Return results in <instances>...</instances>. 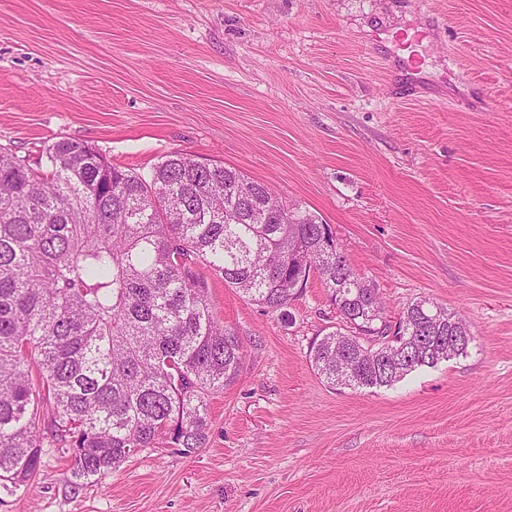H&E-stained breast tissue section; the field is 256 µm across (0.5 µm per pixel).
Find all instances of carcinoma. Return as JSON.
I'll return each instance as SVG.
<instances>
[{"label": "carcinoma", "mask_w": 512, "mask_h": 512, "mask_svg": "<svg viewBox=\"0 0 512 512\" xmlns=\"http://www.w3.org/2000/svg\"><path fill=\"white\" fill-rule=\"evenodd\" d=\"M45 166L0 151V481L36 476L44 431L73 458L74 484L98 482L168 438L188 455L207 444L205 396L233 384L244 349L216 317L201 264L249 300L280 312L309 280L326 288L348 332L310 351L333 385L381 388L448 359L471 333L427 299L387 335L378 290L357 274L330 227L265 184L175 151L147 176L86 141L60 139Z\"/></svg>", "instance_id": "1"}]
</instances>
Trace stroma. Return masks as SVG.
Masks as SVG:
<instances>
[{
    "instance_id": "1",
    "label": "stroma",
    "mask_w": 512,
    "mask_h": 512,
    "mask_svg": "<svg viewBox=\"0 0 512 512\" xmlns=\"http://www.w3.org/2000/svg\"><path fill=\"white\" fill-rule=\"evenodd\" d=\"M62 138L268 184L330 224L389 320L426 298L475 340L334 386L309 360L340 324L319 281L287 325L201 268L245 354L207 445L83 486L48 448L0 512H512V0H0V149Z\"/></svg>"
}]
</instances>
